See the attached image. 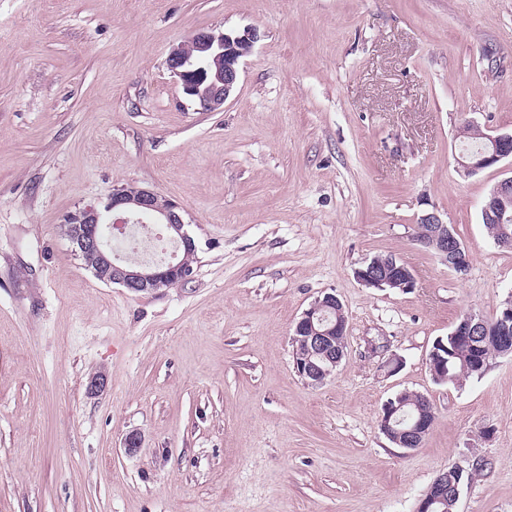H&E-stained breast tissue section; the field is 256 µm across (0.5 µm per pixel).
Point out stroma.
Returning <instances> with one entry per match:
<instances>
[{
    "label": "stroma",
    "instance_id": "35a3bbf8",
    "mask_svg": "<svg viewBox=\"0 0 512 512\" xmlns=\"http://www.w3.org/2000/svg\"><path fill=\"white\" fill-rule=\"evenodd\" d=\"M247 28L199 111L170 51ZM468 123L512 131V0H0V512H415L451 467L474 474L457 512H512V356L429 370L512 297L482 222L512 159L461 175ZM130 186L180 205L191 280L134 294L75 255L65 215ZM432 211L466 274L416 241ZM378 255L415 287L362 285ZM325 293L346 357L311 385L291 336ZM405 391L435 413L414 449L378 425ZM453 353L448 357V345L439 342L429 354L430 371L433 378L448 366V382H460L461 379L479 377L481 369H475L473 357L480 350L468 346L453 347Z\"/></svg>",
    "mask_w": 512,
    "mask_h": 512
}]
</instances>
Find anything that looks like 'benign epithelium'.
<instances>
[{"label": "benign epithelium", "instance_id": "1", "mask_svg": "<svg viewBox=\"0 0 512 512\" xmlns=\"http://www.w3.org/2000/svg\"><path fill=\"white\" fill-rule=\"evenodd\" d=\"M258 40L257 31L246 29L241 33H215L199 31L192 37L198 53L190 58L184 54L185 45L180 44L169 53L167 65L181 84L186 95L191 97L203 112H217L235 88L239 76L240 60L251 53ZM486 148L473 156L460 153L457 164L461 172L471 176L476 172L493 167L502 160L512 158V133L497 135L480 132ZM512 204V176L497 182L489 191L482 207L488 220L497 224L512 221L508 213ZM148 213L170 229L173 239L185 250L195 251L197 245L186 229L180 207L170 199H160L155 191L143 188L140 194L129 197L122 188L112 190L103 207L87 206L71 214V239L74 252L81 256L96 259L95 274L99 280L115 283L132 293L152 292L161 281L174 279L185 282L192 276V268L178 262L157 265L119 259L100 232V220L105 213H119L124 221H129L135 213ZM420 223L432 227L431 245L446 262L448 268L457 269L469 263L464 244L456 236L454 228L444 223L432 211L421 216ZM356 277L363 285L381 288L385 284L409 289L415 285V277L410 268L396 257H390L382 264L367 263L356 270ZM338 302L335 295L327 293L317 299L303 313L296 323L292 341L307 343L308 356L293 355L294 368L300 377L312 385L321 384L326 376L333 373L345 358V351L336 345V336L347 329V323L336 322L326 326L319 317L323 309L331 308ZM512 322V297L502 308L498 318L490 322L484 317L468 312L464 314L455 329L449 334L454 342H472L487 334L491 325L498 324L500 330L501 355L512 353V332L508 324ZM430 371L433 377L448 366V345L439 342L429 354ZM400 405L388 401L379 418V427L384 435H389ZM429 431L428 421L417 418L413 424L401 432L405 449L417 447ZM464 483L463 471L451 468L441 472L433 482V491L424 496L417 512H433L434 505L449 497L459 501Z\"/></svg>", "mask_w": 512, "mask_h": 512}]
</instances>
